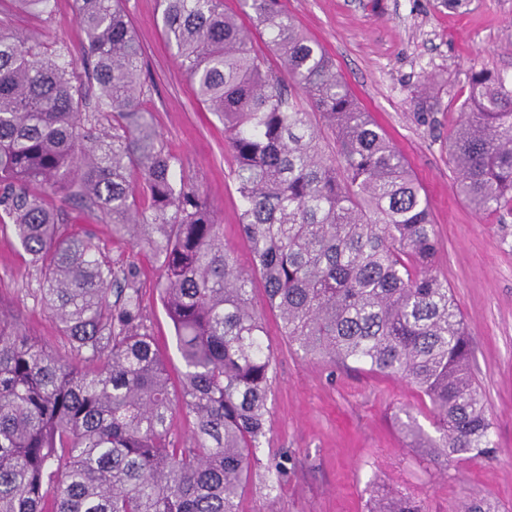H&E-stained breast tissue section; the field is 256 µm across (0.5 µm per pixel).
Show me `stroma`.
<instances>
[{
    "label": "stroma",
    "mask_w": 512,
    "mask_h": 512,
    "mask_svg": "<svg viewBox=\"0 0 512 512\" xmlns=\"http://www.w3.org/2000/svg\"><path fill=\"white\" fill-rule=\"evenodd\" d=\"M302 32L326 50L353 94L408 160L427 198L442 243L434 264L448 281L472 344L471 370L486 398L493 455L443 469L410 447L399 421L412 416L434 434L433 416L415 386L352 364L310 360L286 341L262 286L253 302L273 355L267 433L256 453L287 469L267 489L254 477L240 512H367L375 485L411 492L426 512H460L479 496L512 512V214H480L457 194L448 163V135L460 118L470 70L512 76V0H279ZM49 23L11 14L19 33H43L79 50L74 0H51ZM152 83L143 101L166 147L208 196L238 263L252 257L239 226L240 203L224 127L202 108L164 36L160 0H125ZM53 204L71 227L91 234L109 260L139 274L146 325L164 353L172 379L184 369L173 325L160 300V264L149 252L113 235L97 213L62 198ZM40 277L11 229L0 230V296L31 335L61 350L59 331L43 308Z\"/></svg>",
    "instance_id": "1"
}]
</instances>
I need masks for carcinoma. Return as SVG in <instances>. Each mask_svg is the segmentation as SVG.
<instances>
[{"instance_id":"obj_1","label":"carcinoma","mask_w":512,"mask_h":512,"mask_svg":"<svg viewBox=\"0 0 512 512\" xmlns=\"http://www.w3.org/2000/svg\"><path fill=\"white\" fill-rule=\"evenodd\" d=\"M4 2L50 20V0ZM75 3L78 59L0 22V226L39 271L66 346L28 335L0 303V512H239L273 380L257 280L305 356L420 390L439 436L406 428L413 447L445 465L489 455L462 315L433 272L427 199L325 50L275 0H251L285 81L223 0H162L184 75L224 123L248 273L141 108L144 56L121 0ZM467 86L448 137L456 190L478 212H512V81L475 70ZM52 195L96 210L160 261L179 386L144 324L137 272L64 223ZM178 410L193 418L187 442L171 431ZM369 512L425 509L378 487Z\"/></svg>"}]
</instances>
